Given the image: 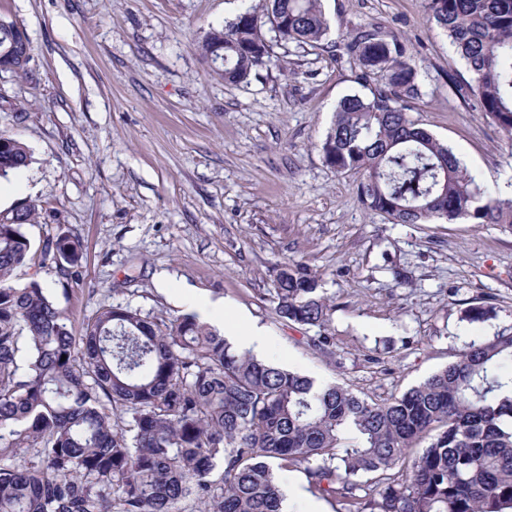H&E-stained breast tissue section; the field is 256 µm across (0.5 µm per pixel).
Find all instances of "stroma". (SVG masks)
<instances>
[{
	"label": "stroma",
	"mask_w": 512,
	"mask_h": 512,
	"mask_svg": "<svg viewBox=\"0 0 512 512\" xmlns=\"http://www.w3.org/2000/svg\"><path fill=\"white\" fill-rule=\"evenodd\" d=\"M240 7L0 0V19L26 29L31 55L26 71H0V133L32 155L0 181V214L36 204L33 244L70 235L83 249L69 286L50 265L18 270L15 283L38 278L78 334L117 304L183 315L174 293L188 290L263 326L267 360L375 401L512 328V234L468 220L391 223L318 149L337 102L362 89L336 45L374 29L420 67L412 118L482 189L512 194V137L475 108L471 77L424 0H324L327 47L274 46L276 64L230 86L198 46ZM286 263L315 273L336 306L329 351L274 312ZM474 307L483 320L467 319Z\"/></svg>",
	"instance_id": "stroma-1"
}]
</instances>
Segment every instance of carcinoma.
Returning <instances> with one entry per match:
<instances>
[{"mask_svg": "<svg viewBox=\"0 0 512 512\" xmlns=\"http://www.w3.org/2000/svg\"><path fill=\"white\" fill-rule=\"evenodd\" d=\"M471 76L477 108L512 135V0H426ZM323 0H256L201 42L224 41L229 85L272 63L275 43L317 47ZM343 50L373 83L344 96L320 144L333 172L357 174L356 195L395 224L471 220L512 232V197L492 198L446 144L412 120L419 67L396 37L356 31ZM0 178L31 161L0 134ZM23 204L0 224V512H281L276 471H300L342 512H512V331L469 343L455 361L399 396L370 402L235 348L193 314L163 319L99 309L84 333L33 279H63L82 245L64 236L38 252ZM286 324L316 328L334 305L298 266L276 275ZM426 446L419 447L421 442Z\"/></svg>", "mask_w": 512, "mask_h": 512, "instance_id": "cac0c4a2", "label": "carcinoma"}]
</instances>
